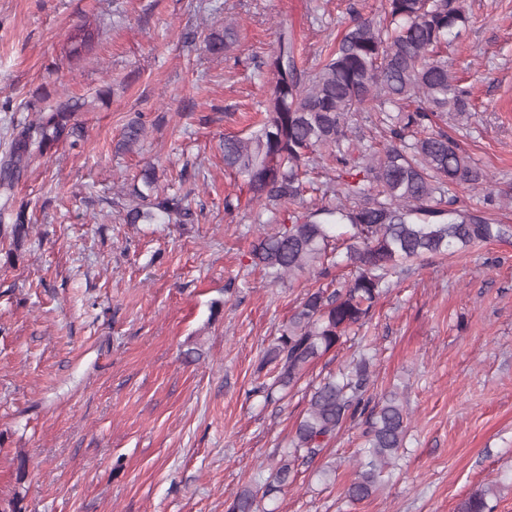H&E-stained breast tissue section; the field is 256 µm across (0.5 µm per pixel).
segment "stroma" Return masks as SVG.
Here are the masks:
<instances>
[{
	"label": "stroma",
	"instance_id": "1",
	"mask_svg": "<svg viewBox=\"0 0 512 512\" xmlns=\"http://www.w3.org/2000/svg\"><path fill=\"white\" fill-rule=\"evenodd\" d=\"M465 7L470 26L444 53L473 110L440 126L497 195L463 203L512 224V0ZM384 10L385 0H0V155L31 101H82L84 132L23 171L0 204V225L21 204L28 224L20 240L0 238L1 503L227 512L288 451L312 386L367 346L374 394L397 393L410 419L384 484L358 503L344 496L360 417L296 461L259 512H457L492 482L493 512H512V239L409 266L293 390L270 401L253 390L266 349L320 281L274 283L252 266L266 226L225 168L223 140L261 119L281 29L310 72L354 19ZM231 19L237 44L211 56L202 35ZM81 28L92 48L73 60L65 48ZM139 112L146 133L121 149ZM149 164L193 223H125L113 199ZM229 197L239 205L228 212ZM190 347L202 357L186 364Z\"/></svg>",
	"mask_w": 512,
	"mask_h": 512
}]
</instances>
